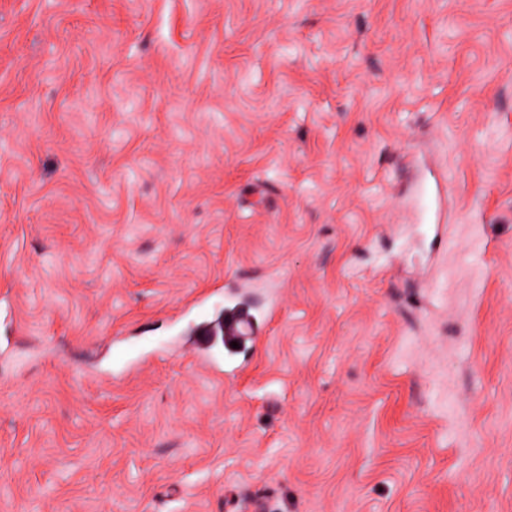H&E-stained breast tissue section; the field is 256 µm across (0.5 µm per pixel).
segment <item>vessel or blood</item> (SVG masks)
<instances>
[{"label":"vessel or blood","mask_w":512,"mask_h":512,"mask_svg":"<svg viewBox=\"0 0 512 512\" xmlns=\"http://www.w3.org/2000/svg\"><path fill=\"white\" fill-rule=\"evenodd\" d=\"M417 208L420 221L424 224H436L441 215V194L438 180L423 182L417 196ZM278 308L269 304L263 312H255L252 306L235 303L225 307L224 318L214 326L200 329L194 339L197 355L209 356L215 339H222L224 344L238 343L240 350L256 349L264 341V332L271 323Z\"/></svg>","instance_id":"vessel-or-blood-1"}]
</instances>
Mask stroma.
Here are the masks:
<instances>
[{"label": "stroma", "mask_w": 512, "mask_h": 512, "mask_svg": "<svg viewBox=\"0 0 512 512\" xmlns=\"http://www.w3.org/2000/svg\"><path fill=\"white\" fill-rule=\"evenodd\" d=\"M0 512H512V0H0ZM433 180L423 182L417 196L420 221L424 224H439L441 215L440 183L435 175ZM277 311V305L274 303L269 304L260 315L255 313L252 306L239 302L233 306H224V319L220 323L204 327L196 333L195 353L211 359V346L219 337L224 343V350L228 355L255 350L263 343L265 329L274 320ZM214 332L222 333L223 336H212ZM231 342H237L239 348H233Z\"/></svg>", "instance_id": "stroma-1"}]
</instances>
